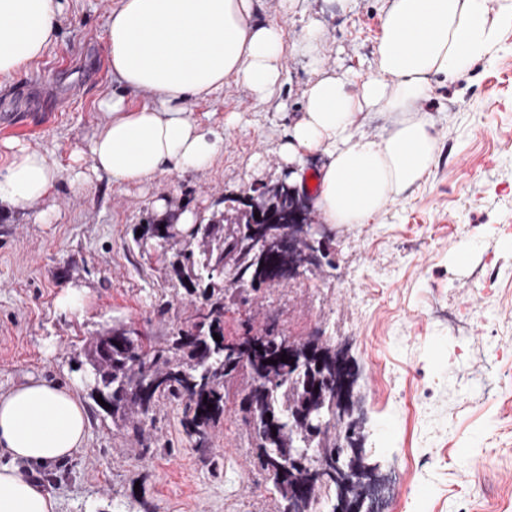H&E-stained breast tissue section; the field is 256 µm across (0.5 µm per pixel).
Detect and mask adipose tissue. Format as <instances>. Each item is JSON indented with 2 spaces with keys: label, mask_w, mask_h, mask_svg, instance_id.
Instances as JSON below:
<instances>
[{
  "label": "adipose tissue",
  "mask_w": 512,
  "mask_h": 512,
  "mask_svg": "<svg viewBox=\"0 0 512 512\" xmlns=\"http://www.w3.org/2000/svg\"><path fill=\"white\" fill-rule=\"evenodd\" d=\"M385 2L374 72L355 93L348 74L324 67L327 38L316 22L288 44L279 24L254 20L255 0H117L106 32L120 92L99 100L101 118L67 169L21 141L0 142V205L29 211L55 194L65 173L76 188L101 176L137 186L208 168L224 137L203 126L188 102L208 99L231 78L269 99L291 52L321 67L279 150L291 182L306 191L307 159L321 156L310 192L321 223H372L391 200L420 185L434 163V120L419 109L433 79H455L487 59L501 31L512 27V10H492L490 0ZM62 12L61 0H0V83L45 55ZM131 92L145 104L131 106ZM376 113L392 121L372 138L358 122ZM88 424L75 391L57 382L31 377L0 392V450L8 457L0 463V512H56L55 499L31 475L70 458Z\"/></svg>",
  "instance_id": "ef3b65f1"
}]
</instances>
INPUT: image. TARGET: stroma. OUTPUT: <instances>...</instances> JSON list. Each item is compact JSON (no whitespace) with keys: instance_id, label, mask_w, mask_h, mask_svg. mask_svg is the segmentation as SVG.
Masks as SVG:
<instances>
[{"instance_id":"35a3bbf8","label":"stroma","mask_w":512,"mask_h":512,"mask_svg":"<svg viewBox=\"0 0 512 512\" xmlns=\"http://www.w3.org/2000/svg\"><path fill=\"white\" fill-rule=\"evenodd\" d=\"M116 0H67L58 40L26 73L0 86V141L18 139L68 167L99 120L97 100L115 90L106 20ZM260 0L255 19L298 40L305 19L328 37L327 66L354 84L374 69L381 0ZM318 76L308 57L285 54L271 99L235 80L188 106L223 131L203 171L161 175L141 186L101 177L80 191L60 180L35 211L45 223L0 206V392L29 377L74 386L90 417L74 456L42 471L57 512H274L276 493L254 466L238 406L246 377L228 388L210 447H195L175 403L157 408L136 441L97 406L75 364L105 329L130 325L162 344L195 313L160 253L135 242L142 225L253 186L275 185L279 155ZM435 120V162L426 180L372 224L330 227L335 267L284 280L224 314V335L276 324L307 338L347 343L356 399L368 402L361 440L368 463L396 471L391 512H512V27L493 58L437 88L420 105ZM233 127H225L229 114ZM497 267V278L486 275ZM86 288L77 316L57 307L67 285ZM441 303L458 328L432 316Z\"/></svg>"}]
</instances>
